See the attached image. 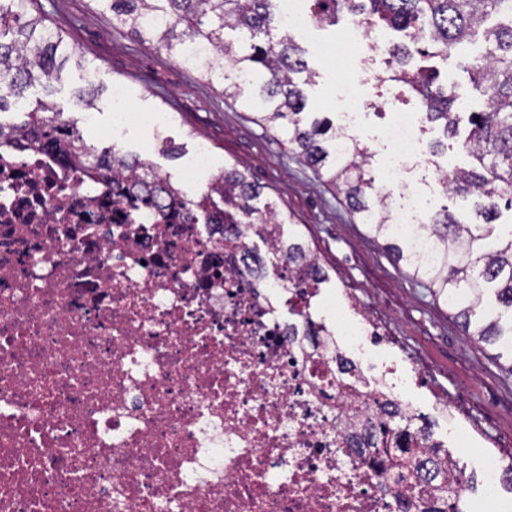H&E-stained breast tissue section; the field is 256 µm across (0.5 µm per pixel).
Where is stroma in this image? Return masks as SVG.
Masks as SVG:
<instances>
[{
  "instance_id": "1",
  "label": "stroma",
  "mask_w": 512,
  "mask_h": 512,
  "mask_svg": "<svg viewBox=\"0 0 512 512\" xmlns=\"http://www.w3.org/2000/svg\"><path fill=\"white\" fill-rule=\"evenodd\" d=\"M38 7L89 66L85 72L71 71L57 85L52 99L64 115L81 112L78 92L87 82L101 89L106 102L118 85L125 104L150 117L127 132L120 144L123 153H150L154 167L175 182L202 147L217 165L245 170L264 197L290 215L293 229L326 270L317 299L322 315L341 322L335 300L341 289L353 291L399 336L434 395L462 405L488 438L512 446V358L503 356L500 346L469 336L451 309L395 263L384 241L372 237L343 195L289 150L278 133L256 124L250 111L225 96L222 83L201 78L192 66L133 38L111 15L100 13L94 0H38ZM483 49V41L469 42L448 61L451 77L476 111L482 101L466 68ZM305 58L316 74L305 89L310 110L335 117L333 102L344 84L341 70L313 53Z\"/></svg>"
}]
</instances>
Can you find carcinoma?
<instances>
[{"mask_svg":"<svg viewBox=\"0 0 512 512\" xmlns=\"http://www.w3.org/2000/svg\"><path fill=\"white\" fill-rule=\"evenodd\" d=\"M98 9L128 28L140 41L218 78L224 94L254 112L256 121L285 136L284 142L326 182L343 193L351 211L375 239L390 241L387 248L426 279L436 299L456 311L477 340L497 343L512 339V224H497L498 201L512 207V0H314L320 21L336 24L339 15L369 18L378 28L408 32L412 43H428L432 57L448 59L475 34L482 35L486 64L469 69L470 81L483 98L480 112L468 118L470 130L458 149L471 159L446 177L445 191L475 198L474 210L483 222L461 219L444 208L423 226L432 239L436 261L425 264L412 246L388 229L387 207L374 186L369 164L373 153L361 143L341 150L340 130L327 118L306 111L304 86L314 81L295 36L281 30L276 0H94ZM36 0H0V78L11 79V93L0 96V112L27 88L40 85L52 93L66 69L85 68V60L64 36L31 13ZM410 50L396 46L390 56L397 68L391 79L408 85L422 97L426 114L456 131L454 111L458 96L438 83L439 72L422 65L407 70ZM227 57L224 70L203 59ZM63 112L49 98L40 99L22 125L0 123V139L19 135L31 124L40 131L44 146L53 144L55 126ZM77 141L75 162L89 175L108 164L116 175L128 174L127 156L111 149L96 152L83 132L72 125ZM262 192L235 166L208 191L188 202L189 209L220 212L249 224H286L275 202H260ZM404 432L393 425L391 439L379 452L399 479L419 470L413 457L397 447Z\"/></svg>","mask_w":512,"mask_h":512,"instance_id":"cac0c4a2","label":"carcinoma"}]
</instances>
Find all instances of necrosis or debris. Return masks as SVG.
<instances>
[{
  "label": "necrosis or debris",
  "instance_id": "4bbe7bcc",
  "mask_svg": "<svg viewBox=\"0 0 512 512\" xmlns=\"http://www.w3.org/2000/svg\"><path fill=\"white\" fill-rule=\"evenodd\" d=\"M390 43L362 18L321 54L380 80ZM408 87L376 137L394 232L430 256L414 172L443 169L421 149ZM343 142L372 106L333 103ZM33 133L0 145V512H512L502 496L512 448L481 446L483 491L454 467L459 411L410 392L417 366L354 297L327 323L316 291L274 263L272 224H225L181 205L211 180L199 151L164 176L92 178ZM407 424L420 490L387 482L385 413ZM447 432L435 437L425 417ZM449 483L447 500L428 487Z\"/></svg>",
  "mask_w": 512,
  "mask_h": 512
}]
</instances>
